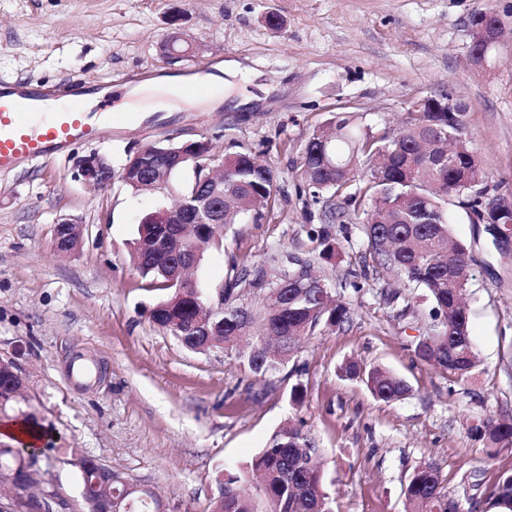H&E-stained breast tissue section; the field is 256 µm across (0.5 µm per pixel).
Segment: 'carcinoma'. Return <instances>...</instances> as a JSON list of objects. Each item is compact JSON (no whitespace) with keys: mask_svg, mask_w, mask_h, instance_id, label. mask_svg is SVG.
<instances>
[{"mask_svg":"<svg viewBox=\"0 0 512 512\" xmlns=\"http://www.w3.org/2000/svg\"><path fill=\"white\" fill-rule=\"evenodd\" d=\"M463 113L418 112L396 132L358 131L355 115L336 112L331 124L327 151L336 168L319 172L302 171L301 178L314 198H322L324 208L336 213V200L344 208L371 205L381 221L361 224L373 266L395 269L408 284L423 291L431 301L433 324L411 342L414 355L438 366L458 379L468 377L480 363L469 328V310L463 292L470 279L462 271L470 269L468 249L453 240L445 198L462 196L461 204L471 209L479 198L469 195L472 180L481 174L478 161L467 146ZM450 150L452 160L434 161V155ZM363 187L351 192L359 176ZM277 175L257 155L237 152L224 159V190L233 192L224 209V227L253 210L258 218L274 210ZM156 211L141 217L131 259L150 285L166 291L150 312L152 321L162 326L178 320L185 335L177 340L188 350L202 344L194 328V317L201 289H182L171 282L176 256L154 248L156 240L172 233V225L158 224ZM311 239L321 247L319 257L331 261L338 256L326 228L315 230ZM234 275L221 288L224 313L211 319L214 335L228 337L235 331H253L257 338L285 337L290 350L293 337L308 336L318 328H332L348 320V308L338 302L323 303L318 288H300L291 282L296 269L278 277L269 288V301L262 313L237 306L233 295L247 275L246 261L233 262ZM253 374L265 379L278 370L273 360H248ZM342 372L363 382L374 398L384 402L403 399L410 391L404 380L390 371L365 369L349 361ZM489 443L502 448L512 446V422L488 419L475 428ZM318 451L315 442L292 423L283 424L269 444L242 468L222 472L219 494L212 512H283L282 504L291 503L290 512H332L325 478L317 466L307 469L300 462L304 449ZM82 498L92 502L101 496L114 499L122 495L123 482L105 486L88 471L81 476ZM404 495L407 512H457L458 501L443 491L438 468L432 463L416 467L409 477ZM494 501L512 512V476L492 492Z\"/></svg>","mask_w":512,"mask_h":512,"instance_id":"1","label":"carcinoma"}]
</instances>
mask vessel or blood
<instances>
[{
  "instance_id": "vessel-or-blood-1",
  "label": "vessel or blood",
  "mask_w": 512,
  "mask_h": 512,
  "mask_svg": "<svg viewBox=\"0 0 512 512\" xmlns=\"http://www.w3.org/2000/svg\"><path fill=\"white\" fill-rule=\"evenodd\" d=\"M53 98L44 86L0 80V173L29 162L58 160L76 144L111 137L127 120L121 112L94 116L65 108L44 113Z\"/></svg>"
}]
</instances>
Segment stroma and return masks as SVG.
Instances as JSON below:
<instances>
[{
	"mask_svg": "<svg viewBox=\"0 0 512 512\" xmlns=\"http://www.w3.org/2000/svg\"><path fill=\"white\" fill-rule=\"evenodd\" d=\"M180 11L197 45L175 61L159 46ZM494 15L503 33L483 65L471 60V19ZM279 16L272 27L268 15ZM231 73L228 103L193 98L169 108L140 101L137 122L111 139L80 144L62 159L0 173V359L23 380L0 426L36 417L47 432L38 451L53 489L52 512H85L72 450L155 493L166 512H211L217 477L265 448L284 423L301 425L321 450L333 512H405L404 487L423 462L440 470L449 496L472 512H499L489 493L512 476V449L472 434L489 417L512 419V252L456 199L446 208L453 237L471 258L470 334L481 363L467 379L417 359L410 343L428 330L431 304L399 275L373 268L361 211L330 221L301 186L304 146L331 113H355L360 130L405 126L410 104L452 97L464 108L481 189L512 202V0H0V80L65 93L200 81L197 63ZM206 139L217 158L253 152L278 176L272 218L242 217L209 247L194 279L222 287L233 260L266 271L236 289V304L258 309L279 271L272 253L310 266L347 303L342 326L301 339L280 372L264 380L246 346L192 352L150 319L163 293L131 260L138 219L155 197L77 177L90 153L120 168L151 143ZM80 219L82 245L53 247L60 217ZM330 225L341 256L319 259L312 230ZM380 366L411 388L376 400L340 367ZM306 396L290 399L292 386Z\"/></svg>",
	"mask_w": 512,
	"mask_h": 512,
	"instance_id": "obj_1",
	"label": "stroma"
}]
</instances>
